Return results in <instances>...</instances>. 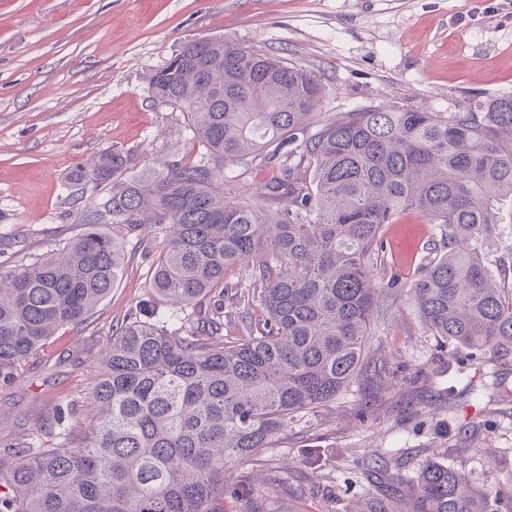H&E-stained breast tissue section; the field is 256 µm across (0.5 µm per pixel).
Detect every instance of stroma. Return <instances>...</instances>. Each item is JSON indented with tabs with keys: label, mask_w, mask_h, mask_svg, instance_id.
Segmentation results:
<instances>
[{
	"label": "stroma",
	"mask_w": 512,
	"mask_h": 512,
	"mask_svg": "<svg viewBox=\"0 0 512 512\" xmlns=\"http://www.w3.org/2000/svg\"><path fill=\"white\" fill-rule=\"evenodd\" d=\"M230 37L284 57L322 81L318 122L370 105L448 113L512 95V0H0V247L5 267L46 256L88 230L124 245L126 263L87 323L60 329L0 386V443L40 430L100 372L112 328L147 315L173 330L150 286L161 227H88L69 178L112 149L140 170L199 156L185 113L154 101L151 74L190 38ZM284 157L228 165L231 197L250 198ZM443 228L414 211L385 225L380 275L411 282L446 250ZM366 369L327 406L302 414L249 461L254 494L281 512H349L376 496L367 478L382 455L411 484L425 459L462 467L477 486L512 484V362H472L432 336L409 292L385 299Z\"/></svg>",
	"instance_id": "1"
}]
</instances>
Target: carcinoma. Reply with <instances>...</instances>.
<instances>
[{"mask_svg":"<svg viewBox=\"0 0 512 512\" xmlns=\"http://www.w3.org/2000/svg\"><path fill=\"white\" fill-rule=\"evenodd\" d=\"M162 101L187 103L200 159L136 171L107 151L74 171L98 207L82 224H158L166 234L152 288L182 310L214 295L182 332L146 319L112 332L86 393L84 421L56 442L0 443V512H279L248 475L224 485L231 459H250L299 413L326 405L361 368L380 300L405 288L375 282L381 231L406 210L444 227L448 253L410 287L434 336L476 361H512V288L491 276L482 242L512 224V95L448 115L385 105L313 127L316 74L230 38L189 39L149 79ZM299 143V164L231 200L211 163L250 165ZM123 244L85 233L31 263L0 267V385L59 329L86 322L111 291ZM243 266L249 284L229 283ZM262 318L224 340V291ZM389 483L359 512H392ZM410 512H512V487L477 488L462 470L427 462Z\"/></svg>","mask_w":512,"mask_h":512,"instance_id":"1","label":"carcinoma"}]
</instances>
